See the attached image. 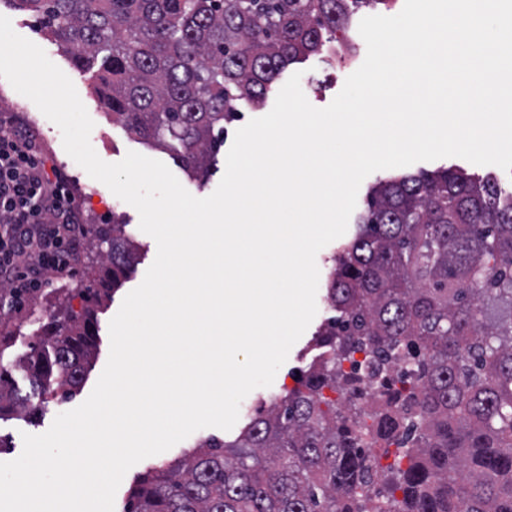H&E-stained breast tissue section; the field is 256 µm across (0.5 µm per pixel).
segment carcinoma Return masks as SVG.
<instances>
[{"mask_svg":"<svg viewBox=\"0 0 512 512\" xmlns=\"http://www.w3.org/2000/svg\"><path fill=\"white\" fill-rule=\"evenodd\" d=\"M74 66L95 71L112 122L209 172L215 127L263 104L289 64L320 51L358 0H13ZM80 313L49 317L19 358L66 400L97 348L98 308L129 273L125 225ZM318 358L232 441L209 438L143 474L125 512H512V193L442 169L372 186L335 258ZM365 354L362 374L344 361ZM376 388L369 412L324 390ZM42 409L0 368V416ZM392 459L381 467L379 460Z\"/></svg>","mask_w":512,"mask_h":512,"instance_id":"1","label":"carcinoma"}]
</instances>
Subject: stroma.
I'll return each instance as SVG.
<instances>
[{
  "instance_id": "obj_1",
  "label": "stroma",
  "mask_w": 512,
  "mask_h": 512,
  "mask_svg": "<svg viewBox=\"0 0 512 512\" xmlns=\"http://www.w3.org/2000/svg\"><path fill=\"white\" fill-rule=\"evenodd\" d=\"M0 15L10 19L14 31L41 47L48 58L52 59L82 92L81 101L87 109L94 127L90 134V142L97 155L105 162L116 163L121 161L127 152L134 151L144 156L157 159L165 163L184 188L193 196L203 198L212 194L219 185L225 173V159L230 145L234 140L236 131L243 127L249 120L259 118L271 111L276 97L284 83L292 73H301V88L305 96H312L313 81L318 76L320 65L318 56H310L302 63L288 65L281 73L275 84L272 85L264 106L256 108L248 103H240L239 116L225 126L224 144L220 148L217 162L213 166L208 179L205 182L188 181L186 175L174 159L166 153L152 149L135 134L127 131L122 125L113 123L110 111L99 100L93 86L89 83V77L84 72L76 69L66 48L54 41L44 30L39 18L33 13L17 9L12 0H0ZM45 136L40 139L39 146L43 153L47 154L51 163L68 175L73 195L83 212L85 224L104 223V210L113 209L119 216L121 223L126 224L138 246L137 262L128 279L113 294L107 306L99 315L100 331L97 349V358L92 370L87 374L82 391L73 399L64 403L49 401L44 403L42 412L35 418H24L7 414L0 417V462H7L18 458L23 451V434H41L51 426L54 418L62 412L72 410L83 403L92 392L96 382L103 372L110 350L109 323L118 312L124 297L138 287L144 279L149 267L157 255V244L148 234L139 228V214L137 210L115 196L108 187H101L98 196L88 198L82 196L80 186L86 181L87 176L80 167L64 150L62 135L55 124H48L44 129ZM463 168L467 173L479 179L493 178L503 190L512 189V176L501 168L488 165L478 166L458 157H445L434 161H420L407 166L410 174L419 171H434L441 168ZM338 248L337 242H330L323 247L316 256V264L319 270L320 281L316 295L317 314L299 340L289 351L286 362L278 370L271 386L259 387L252 390L246 397V407L240 408L239 418L235 429L224 431L218 428H203L195 431L183 440L182 444L148 458L134 465L124 476L116 496L114 512H124L131 487L136 479L143 475L149 468L180 456L182 449L194 447L197 443L211 437L231 440L237 435L238 429L244 428L249 422L252 411V403L259 398L272 394L282 393L283 389L292 388L295 378L301 371L308 369L310 363L316 358L318 351L315 347L316 334L321 324L332 314L326 296V277L332 264V257ZM99 254L87 249L81 250L73 275L63 278L49 277L45 288L34 292L25 301L23 307L11 310L10 315L17 323H25L29 310L35 307L47 312H56L60 308L68 307L72 310H80L82 300L78 295L80 288L90 283L86 274L88 264L98 260Z\"/></svg>"
}]
</instances>
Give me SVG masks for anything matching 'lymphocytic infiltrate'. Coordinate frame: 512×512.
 <instances>
[{
    "label": "lymphocytic infiltrate",
    "mask_w": 512,
    "mask_h": 512,
    "mask_svg": "<svg viewBox=\"0 0 512 512\" xmlns=\"http://www.w3.org/2000/svg\"><path fill=\"white\" fill-rule=\"evenodd\" d=\"M85 230L67 176L14 118L0 121V282L4 307H21L47 275H71Z\"/></svg>",
    "instance_id": "lymphocytic-infiltrate-1"
}]
</instances>
